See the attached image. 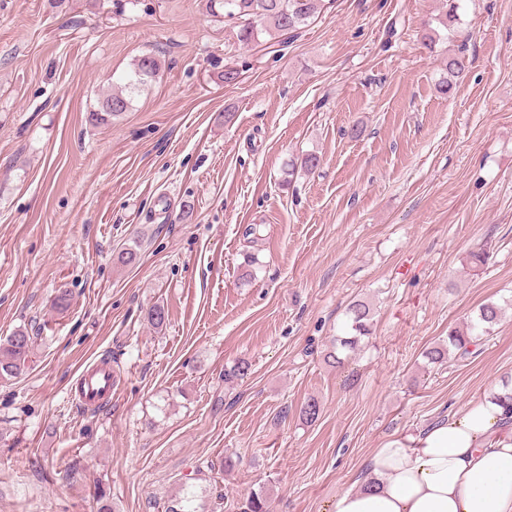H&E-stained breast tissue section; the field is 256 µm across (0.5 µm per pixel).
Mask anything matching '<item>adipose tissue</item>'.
Segmentation results:
<instances>
[{
    "label": "adipose tissue",
    "instance_id": "obj_1",
    "mask_svg": "<svg viewBox=\"0 0 512 512\" xmlns=\"http://www.w3.org/2000/svg\"><path fill=\"white\" fill-rule=\"evenodd\" d=\"M334 512H512V402L490 392L411 442L388 440Z\"/></svg>",
    "mask_w": 512,
    "mask_h": 512
}]
</instances>
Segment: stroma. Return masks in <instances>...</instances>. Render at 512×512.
Returning <instances> with one entry per match:
<instances>
[{
    "mask_svg": "<svg viewBox=\"0 0 512 512\" xmlns=\"http://www.w3.org/2000/svg\"><path fill=\"white\" fill-rule=\"evenodd\" d=\"M458 5L433 43L443 0H331L245 46L206 0H0V339L36 337L0 380V512H165L187 486L203 512L260 489L333 512L373 449L512 380V0ZM357 299L370 334L329 363ZM487 302L491 334L426 367ZM105 358L112 401L83 412ZM158 62L155 57L143 56L136 64L133 74L128 79V87L132 89L138 85L145 84L149 78H152L158 70ZM464 56H452L446 62V70L448 77H444L438 84L440 93L444 95H451L457 86V79L466 67ZM125 90H113L112 94L107 95L102 103L100 111L90 112V121L94 124L105 121V116H116L125 112L129 105V99ZM115 380L109 362L89 367L78 378L77 403L84 408H95L112 400Z\"/></svg>",
    "mask_w": 512,
    "mask_h": 512,
    "instance_id": "stroma-1",
    "label": "stroma"
}]
</instances>
